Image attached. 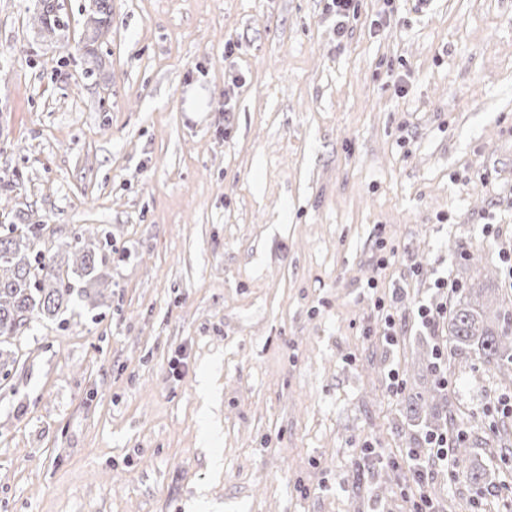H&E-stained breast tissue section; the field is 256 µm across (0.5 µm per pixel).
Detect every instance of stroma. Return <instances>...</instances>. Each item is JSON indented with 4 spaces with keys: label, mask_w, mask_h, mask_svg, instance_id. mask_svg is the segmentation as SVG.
<instances>
[{
    "label": "stroma",
    "mask_w": 512,
    "mask_h": 512,
    "mask_svg": "<svg viewBox=\"0 0 512 512\" xmlns=\"http://www.w3.org/2000/svg\"><path fill=\"white\" fill-rule=\"evenodd\" d=\"M37 2L0 0V225L112 243L90 304L0 345V512H512L476 356L441 410L490 485L417 488L401 437L437 278L512 312V0H360L343 42L327 0H110L89 47L91 0L52 38Z\"/></svg>",
    "instance_id": "obj_1"
}]
</instances>
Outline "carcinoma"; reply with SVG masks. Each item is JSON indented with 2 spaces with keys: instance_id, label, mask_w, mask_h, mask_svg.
<instances>
[{
  "instance_id": "obj_1",
  "label": "carcinoma",
  "mask_w": 512,
  "mask_h": 512,
  "mask_svg": "<svg viewBox=\"0 0 512 512\" xmlns=\"http://www.w3.org/2000/svg\"><path fill=\"white\" fill-rule=\"evenodd\" d=\"M60 10L58 0H40V29L54 34L66 28L68 23ZM110 10L109 0H93L87 40L95 42L108 32ZM42 230L40 224L22 228L11 224L0 232V343L18 337L30 322L52 320L69 308L74 288L65 278L63 267L78 266L80 276L90 285L97 280L102 252L91 246L84 234H76L44 252L37 249ZM472 352L503 377L512 374V316L497 304L491 289L467 285L459 289L448 319V360ZM442 398L439 384L426 397L417 393L408 398L404 437L410 448H423L426 436L441 430L440 414L434 406L435 400ZM453 452L469 484L483 488L490 483L487 470L470 459L463 440H457Z\"/></svg>"
}]
</instances>
